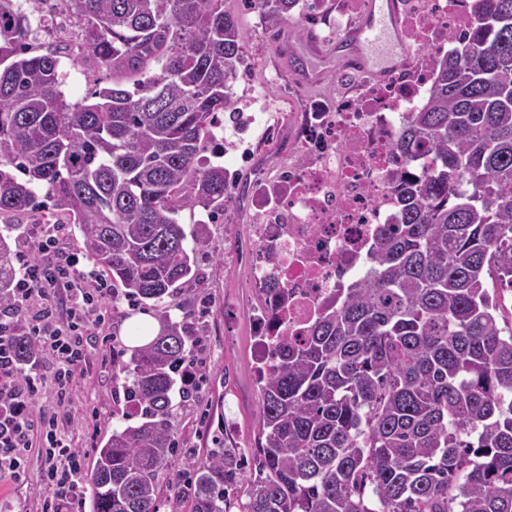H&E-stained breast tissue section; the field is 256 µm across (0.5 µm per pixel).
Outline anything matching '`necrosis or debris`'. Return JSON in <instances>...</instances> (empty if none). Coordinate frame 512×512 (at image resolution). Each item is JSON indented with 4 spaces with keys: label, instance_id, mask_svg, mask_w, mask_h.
Here are the masks:
<instances>
[{
    "label": "necrosis or debris",
    "instance_id": "necrosis-or-debris-1",
    "mask_svg": "<svg viewBox=\"0 0 512 512\" xmlns=\"http://www.w3.org/2000/svg\"><path fill=\"white\" fill-rule=\"evenodd\" d=\"M405 52L378 75L345 72L334 94L267 128L271 159L228 145L252 167L248 249L240 258L258 290L249 309L256 374H268L281 337L301 339L324 308L371 274L382 226L399 216L397 184L424 174L398 157L395 135L427 96L449 32H466L465 0H394ZM328 37L354 30L363 0H320Z\"/></svg>",
    "mask_w": 512,
    "mask_h": 512
}]
</instances>
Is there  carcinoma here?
I'll list each match as a JSON object with an SVG mask.
<instances>
[{
    "instance_id": "carcinoma-1",
    "label": "carcinoma",
    "mask_w": 512,
    "mask_h": 512,
    "mask_svg": "<svg viewBox=\"0 0 512 512\" xmlns=\"http://www.w3.org/2000/svg\"><path fill=\"white\" fill-rule=\"evenodd\" d=\"M252 2L278 25L300 0ZM469 8L397 133L402 156L432 162L399 183L400 220L379 231L371 277L286 341L260 383L259 474L242 512H512V317L498 298L512 288V0ZM54 13L73 21L79 58L133 89L97 78L67 101L69 44L33 53L28 16L0 0V216L47 198L49 218L77 225L112 299L157 312V336L112 359V377L127 375L125 411L94 449L88 502L161 512L179 451L174 402L194 397L179 366L202 342L166 304L200 280L208 246L179 215L224 210V167L198 156L224 138L246 37L224 0H55ZM17 230L0 228V311L14 303ZM11 354L22 369L37 358L19 333ZM240 466L215 448L170 493L193 512H227Z\"/></svg>"
}]
</instances>
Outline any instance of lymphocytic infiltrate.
<instances>
[{
	"mask_svg": "<svg viewBox=\"0 0 512 512\" xmlns=\"http://www.w3.org/2000/svg\"><path fill=\"white\" fill-rule=\"evenodd\" d=\"M23 250L38 257L21 264L15 329L34 338L39 359L29 370L20 369L0 334V474L20 476L29 456H37V512H72L85 455L62 424L71 418L77 372L87 363L92 327L101 321L111 290L71 249L65 225H37ZM47 390L51 401L39 404Z\"/></svg>",
	"mask_w": 512,
	"mask_h": 512,
	"instance_id": "lymphocytic-infiltrate-1",
	"label": "lymphocytic infiltrate"
}]
</instances>
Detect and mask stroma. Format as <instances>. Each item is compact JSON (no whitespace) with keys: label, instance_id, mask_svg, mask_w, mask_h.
Listing matches in <instances>:
<instances>
[{"label":"stroma","instance_id":"obj_1","mask_svg":"<svg viewBox=\"0 0 512 512\" xmlns=\"http://www.w3.org/2000/svg\"><path fill=\"white\" fill-rule=\"evenodd\" d=\"M225 10L235 15L246 32V57L234 90L239 102L263 96L271 105L268 123L279 122L285 110H301L312 99L332 92L341 69L323 63L311 42L319 34L320 17H296L268 27L260 10L244 8L242 0H226ZM185 230L197 223L207 226L209 247L201 261L204 279L200 286L181 289L171 299L183 310L199 312L203 326L204 386L199 398L178 415L177 436L187 455L171 459L165 486L178 485L194 461L204 458L216 443L239 449L244 470L239 490L229 504L241 512L257 474L254 453L260 431V391L253 368V337L245 306L257 296L243 267L233 265L231 246L224 241V228L248 223L246 201L232 195L224 214L212 218L200 207L181 213ZM107 320L95 331L96 345L78 386L72 394L69 429L74 447L93 452L115 424L114 410L123 399L112 381L111 347L126 345L125 325L133 308L119 300L106 305ZM37 459L28 462L23 481L0 477V512H35Z\"/></svg>","mask_w":512,"mask_h":512}]
</instances>
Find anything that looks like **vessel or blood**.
Returning a JSON list of instances; mask_svg holds the SVG:
<instances>
[{
	"instance_id": "1",
	"label": "vessel or blood",
	"mask_w": 512,
	"mask_h": 512,
	"mask_svg": "<svg viewBox=\"0 0 512 512\" xmlns=\"http://www.w3.org/2000/svg\"><path fill=\"white\" fill-rule=\"evenodd\" d=\"M378 43L388 45L384 65L392 67L404 51L393 0H369L359 26L336 43L327 45L324 52L337 55L346 68L372 72L376 66L367 49Z\"/></svg>"
}]
</instances>
